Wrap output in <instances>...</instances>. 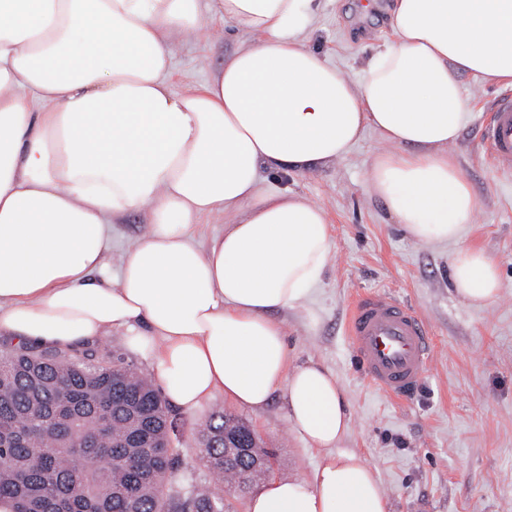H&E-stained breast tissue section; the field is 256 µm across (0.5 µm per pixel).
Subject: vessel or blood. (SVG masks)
I'll list each match as a JSON object with an SVG mask.
<instances>
[{
	"instance_id": "1",
	"label": "vessel or blood",
	"mask_w": 512,
	"mask_h": 512,
	"mask_svg": "<svg viewBox=\"0 0 512 512\" xmlns=\"http://www.w3.org/2000/svg\"><path fill=\"white\" fill-rule=\"evenodd\" d=\"M492 112L482 137L498 163L512 169V95L495 100ZM348 333L362 371L380 392L396 399L406 397L426 376L432 352L429 332L393 297L358 296Z\"/></svg>"
}]
</instances>
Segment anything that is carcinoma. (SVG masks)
I'll return each mask as SVG.
<instances>
[{
    "label": "carcinoma",
    "mask_w": 512,
    "mask_h": 512,
    "mask_svg": "<svg viewBox=\"0 0 512 512\" xmlns=\"http://www.w3.org/2000/svg\"><path fill=\"white\" fill-rule=\"evenodd\" d=\"M226 432L249 440L253 429L217 411L202 430L200 458L218 488L197 483L175 499L167 408L149 379L74 349L0 353V500L12 512H224V493L271 464L259 446L226 453Z\"/></svg>",
    "instance_id": "cac0c4a2"
}]
</instances>
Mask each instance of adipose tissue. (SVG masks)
Segmentation results:
<instances>
[{
  "mask_svg": "<svg viewBox=\"0 0 512 512\" xmlns=\"http://www.w3.org/2000/svg\"><path fill=\"white\" fill-rule=\"evenodd\" d=\"M315 0H0V338L80 348L119 333L151 352L163 395H282L322 456L312 480L269 481L249 512H389L336 376L288 364L273 312L294 308L330 253L324 209L262 184L388 143L368 191L417 243L451 244L468 305L496 300L495 262L462 239L479 198L452 148L472 114L462 74L512 86V0H392L393 37L352 78L305 43ZM220 19L239 46L203 89L175 93L177 40ZM149 230L112 273V226ZM220 215L199 246L193 226Z\"/></svg>",
  "mask_w": 512,
  "mask_h": 512,
  "instance_id": "ef3b65f1",
  "label": "adipose tissue"
}]
</instances>
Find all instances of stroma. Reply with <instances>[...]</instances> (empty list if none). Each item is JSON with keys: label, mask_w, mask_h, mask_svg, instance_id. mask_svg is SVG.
Instances as JSON below:
<instances>
[{"label": "stroma", "mask_w": 512, "mask_h": 512, "mask_svg": "<svg viewBox=\"0 0 512 512\" xmlns=\"http://www.w3.org/2000/svg\"><path fill=\"white\" fill-rule=\"evenodd\" d=\"M358 0H320L307 45L355 74L373 48L391 36L387 7L376 0L359 14ZM235 43L223 22L177 42L171 86H201L223 66ZM473 114L453 153L480 200L465 243L495 260L499 298L484 308L462 301L451 286L453 246L414 242L367 190L369 165L383 144L365 131L345 159L315 173L267 175L323 207L331 225V258L320 282L296 308L276 312L287 333L288 363L329 368L346 392L351 429L343 442L367 459L391 503L390 512H512V173L497 169L481 139L501 86L460 77ZM385 293L420 317L433 340L428 373L405 399L389 397L364 378L347 321L353 298ZM249 424L274 454L271 477L312 479L320 458L292 432L281 398L261 411L215 395L196 411L169 405L179 465L173 496L207 479L197 448L213 410Z\"/></svg>", "instance_id": "stroma-1"}]
</instances>
